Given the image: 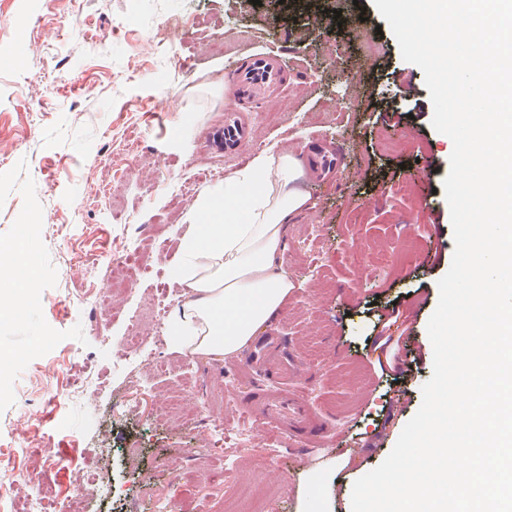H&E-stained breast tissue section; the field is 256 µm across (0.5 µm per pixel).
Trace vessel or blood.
Wrapping results in <instances>:
<instances>
[{"instance_id":"1","label":"vessel or blood","mask_w":512,"mask_h":512,"mask_svg":"<svg viewBox=\"0 0 512 512\" xmlns=\"http://www.w3.org/2000/svg\"><path fill=\"white\" fill-rule=\"evenodd\" d=\"M283 75L278 62L255 57L235 71L233 89L235 94L244 98H262L281 82ZM213 137L223 140L225 149L241 150L249 141L243 114L225 112L224 127L214 132ZM249 364L251 368L270 375L276 385L240 397L238 406L244 413L298 443L316 445L334 439L335 430L328 427L322 416L313 413L297 384L301 374L299 359L288 354L278 336L258 337L251 346Z\"/></svg>"}]
</instances>
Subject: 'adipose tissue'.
I'll return each instance as SVG.
<instances>
[{
    "label": "adipose tissue",
    "instance_id": "ef3b65f1",
    "mask_svg": "<svg viewBox=\"0 0 512 512\" xmlns=\"http://www.w3.org/2000/svg\"><path fill=\"white\" fill-rule=\"evenodd\" d=\"M302 175L294 155L263 152L191 207L174 269L191 296L168 323L176 350L227 356L279 311L291 288L284 231L307 205Z\"/></svg>",
    "mask_w": 512,
    "mask_h": 512
}]
</instances>
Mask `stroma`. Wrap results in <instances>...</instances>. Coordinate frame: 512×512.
Segmentation results:
<instances>
[{
  "label": "stroma",
  "instance_id": "obj_1",
  "mask_svg": "<svg viewBox=\"0 0 512 512\" xmlns=\"http://www.w3.org/2000/svg\"><path fill=\"white\" fill-rule=\"evenodd\" d=\"M360 7L339 24L279 0H0V242L25 238L38 275L0 319V512H26L33 492L61 512L78 490L83 512H153L158 498L170 512H299L315 470L321 512H351L354 482L421 405L455 248L442 190L453 144L431 124L421 69L373 0ZM259 54L281 63L285 86L233 96L234 71ZM228 107L250 123L242 158L208 138ZM316 148L343 162L333 180L299 184L309 206L282 255L293 288L267 328L296 349L314 408L363 443L355 455L242 417L241 392L270 384L247 349L181 353L165 325L189 295L173 270L198 197L261 152ZM429 155L424 196L405 172ZM108 183L107 204L94 189ZM118 253L141 264L126 287L85 274L83 261ZM90 294L111 309L91 311ZM392 305L406 319L391 332L413 336L417 358L385 375L373 326ZM200 405L209 418L190 425Z\"/></svg>",
  "mask_w": 512,
  "mask_h": 512
}]
</instances>
